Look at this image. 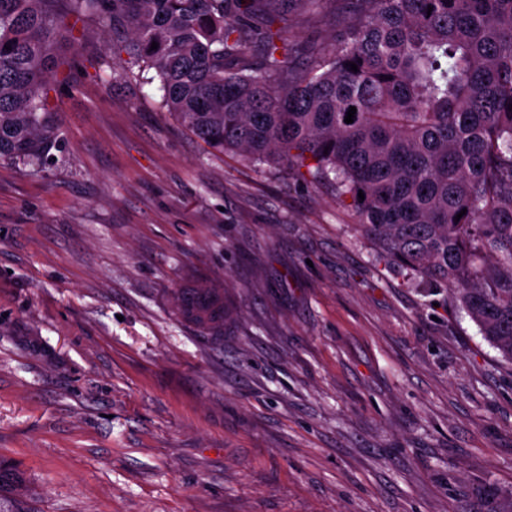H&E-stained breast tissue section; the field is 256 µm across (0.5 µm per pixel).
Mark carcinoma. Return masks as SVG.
Here are the masks:
<instances>
[{
    "mask_svg": "<svg viewBox=\"0 0 512 512\" xmlns=\"http://www.w3.org/2000/svg\"><path fill=\"white\" fill-rule=\"evenodd\" d=\"M54 2L0 0L1 162L41 165L58 139L45 100L71 30ZM67 2L127 32L117 50L156 72L161 107L210 150L330 183L377 256L448 289L512 365V0H350L329 47L289 46V11L321 20L336 0ZM181 306L224 321L204 288ZM22 482L0 460V512H24L4 499Z\"/></svg>",
    "mask_w": 512,
    "mask_h": 512,
    "instance_id": "obj_1",
    "label": "carcinoma"
}]
</instances>
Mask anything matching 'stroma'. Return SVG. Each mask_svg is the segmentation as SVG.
Listing matches in <instances>:
<instances>
[{
	"label": "stroma",
	"mask_w": 512,
	"mask_h": 512,
	"mask_svg": "<svg viewBox=\"0 0 512 512\" xmlns=\"http://www.w3.org/2000/svg\"><path fill=\"white\" fill-rule=\"evenodd\" d=\"M38 167L0 162V459L25 512H482L512 366L325 182L210 151L67 15ZM220 282L222 335L173 298Z\"/></svg>",
	"instance_id": "obj_1"
}]
</instances>
